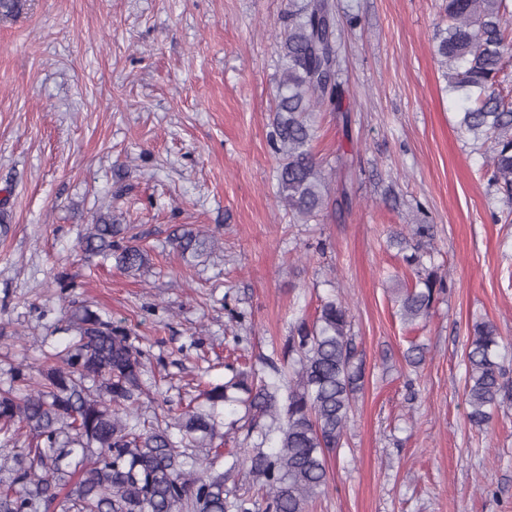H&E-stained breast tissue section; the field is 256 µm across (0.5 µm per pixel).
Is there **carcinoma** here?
I'll return each mask as SVG.
<instances>
[{
	"label": "carcinoma",
	"mask_w": 512,
	"mask_h": 512,
	"mask_svg": "<svg viewBox=\"0 0 512 512\" xmlns=\"http://www.w3.org/2000/svg\"><path fill=\"white\" fill-rule=\"evenodd\" d=\"M448 26L436 54L448 88L470 106L460 126L476 141L493 143L489 185L512 202V90L501 73L512 61L508 0H446ZM291 24L280 44V70L272 147L282 205L308 221L329 206V181L312 152L316 113L339 110V56L329 0H303L288 10ZM169 243L183 259H198L215 240L181 225ZM82 250L139 272L149 253L112 211L99 214L80 239ZM429 252L405 256L415 281L400 297L407 322L428 317L445 281L426 266ZM59 331L77 337L61 365L25 368L0 388V436H25L20 454L0 457V512H307L326 486L329 453L342 447L353 402L366 369L351 335L345 299L322 301L313 322L301 321L265 368L238 369L202 393L203 401L167 409L164 423L145 427L144 354L130 331L86 306L60 319ZM497 327L473 324L464 363L469 424L485 429L509 390ZM245 409L257 441L240 449L254 495L227 488L235 466L220 468L226 414Z\"/></svg>",
	"instance_id": "obj_1"
}]
</instances>
